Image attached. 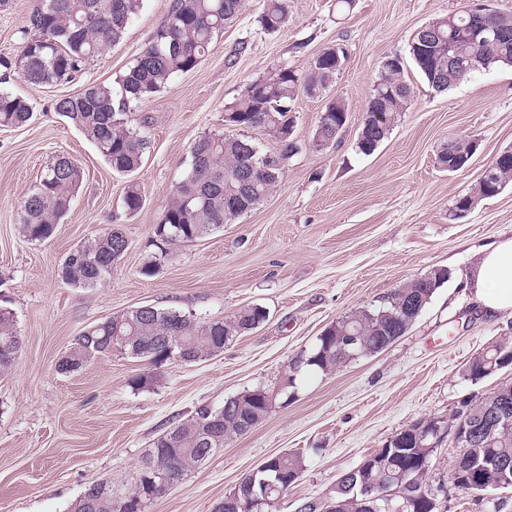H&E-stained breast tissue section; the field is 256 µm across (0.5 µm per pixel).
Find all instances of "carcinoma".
Wrapping results in <instances>:
<instances>
[{
  "label": "carcinoma",
  "instance_id": "carcinoma-1",
  "mask_svg": "<svg viewBox=\"0 0 512 512\" xmlns=\"http://www.w3.org/2000/svg\"><path fill=\"white\" fill-rule=\"evenodd\" d=\"M259 16L261 29L276 32L288 21V0H263ZM142 0H41L28 16V26L17 59L5 63L19 77L35 87L53 86L68 81L91 59L118 43L138 15ZM244 0H172L168 14L134 63L120 76L119 89L109 85L88 84L74 96L55 100L53 110L93 141L102 156L117 173H132L142 162L151 145L145 131L147 122L132 124V114L139 104L160 92L179 73H186L209 52L214 35L243 10ZM441 26L443 35L457 41V56L468 63L471 57L481 61L463 72L448 68V60L432 50L421 48V39L413 36L409 55L421 76L434 88L445 91L468 79L477 71L498 66H512V13L493 11L487 17L490 25L503 30V36L493 43L472 46L462 38L469 23L465 10L446 16ZM343 63L336 60V47H327L299 72L284 68L271 76L247 84L242 96L227 108L232 126L258 128L266 122L280 126L284 139L277 140L278 150L288 158L293 141V123L288 117L290 103L300 94L309 97L323 95ZM401 57H389L368 101L366 113L371 126L361 131L357 146L370 153L387 138L399 112L411 99V88L403 80ZM326 116L320 117L313 144L319 148L336 138V127L346 124V104H327ZM31 105L23 98L0 88V126L21 127L32 117ZM191 167L186 178L177 184L154 230L153 245L157 255L142 268V274L154 275L168 246L193 242L231 223L263 201L283 176L281 169H267L256 145L245 138L214 134L196 141L191 150ZM82 178L80 166L67 156L55 158L43 173L39 183L21 204L20 232L31 242L52 237L55 226L69 212L73 194ZM512 181V156L498 162L495 177L479 180L470 192L456 199L454 210L497 196ZM140 189L130 184L122 199L127 217L143 206ZM128 249V240L119 225L71 250L61 263L62 280L78 288H94L106 280L112 268ZM440 279L425 283L414 278L388 294L382 305L362 308L328 326L310 353L299 354L291 364V375L284 388L295 385L304 371L325 374L350 362L339 352L338 339L348 325L358 327V345L354 352L364 356L378 353L388 336H402L415 322L414 310L424 307L434 295ZM0 304V372L9 370L15 361L20 340L15 328V316ZM266 320L261 306L247 308L222 321L191 319L175 311L155 307L136 308L112 316L86 329L73 346L58 361L62 373L80 370L97 355L119 350L149 361L154 369L177 362L186 352L198 362L224 349V344L258 327ZM512 359V342H501L474 356L465 368V377L478 381L499 359ZM232 408L224 410L223 423L215 436L205 435L206 421L216 409L202 406L194 414L173 427L174 436L161 435L136 478L130 493L113 490L112 484H96L92 492L94 508L87 509L83 499L72 506V512H147L149 483L153 471L149 464L173 460L177 476L206 460L224 447V440L243 434L246 422L260 423L271 407L258 390H246L230 398ZM471 425V439L454 447L448 475L456 478L455 488L488 494L512 487V395L502 400L495 393L471 400L466 404ZM401 454L394 458L389 473L367 468L351 484H341L335 490L332 504L308 501L299 512H371L357 509L353 499L361 500L360 484L372 488L378 495L390 485H397L398 494L392 507L400 512H438L431 507L434 492L428 480L429 465L421 462L423 449L417 447L410 432L402 433ZM304 470L303 457L297 453H280L269 458V469L262 478L270 481L268 495L262 494L255 483V497L243 484L224 496V512H268L281 494L288 489L284 477Z\"/></svg>",
  "mask_w": 512,
  "mask_h": 512
}]
</instances>
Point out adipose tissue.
<instances>
[{"mask_svg":"<svg viewBox=\"0 0 512 512\" xmlns=\"http://www.w3.org/2000/svg\"><path fill=\"white\" fill-rule=\"evenodd\" d=\"M469 286L487 314L512 311V238L478 253Z\"/></svg>","mask_w":512,"mask_h":512,"instance_id":"ef3b65f1","label":"adipose tissue"}]
</instances>
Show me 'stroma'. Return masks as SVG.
<instances>
[{
  "label": "stroma",
  "instance_id": "35a3bbf8",
  "mask_svg": "<svg viewBox=\"0 0 512 512\" xmlns=\"http://www.w3.org/2000/svg\"><path fill=\"white\" fill-rule=\"evenodd\" d=\"M39 3L9 0L0 8V62L15 59ZM170 4L143 0L121 41L74 80L34 87L15 77L9 85L34 116L20 128L0 127V296L20 337L11 370L0 373V512H69L99 482L130 489L162 433L198 406L220 408L258 387L273 398L266 418L191 467L149 512H212L253 469L286 451L301 453L305 468L270 512H298L306 501L331 497L342 474L415 421L451 419L463 401L512 381V369L477 383L463 376L472 357L512 340V313L486 315L467 285L477 251L512 237V182L469 213H452L495 157L512 149V68L480 71L440 92L407 60L414 33L465 0H351L344 7L289 0L288 22L273 33L258 23L262 0H245L200 64L139 106L152 145L126 176L53 103L92 82L116 84ZM334 45L346 49L347 60L325 97L294 100L300 150L279 185L224 228L172 246L158 273L143 275L155 252L153 228L190 169L192 144L226 132L224 113L248 83L285 67L306 69ZM394 55L407 60L412 99L388 137L365 154L357 141L366 106L383 62ZM334 99L346 103L348 121L334 145L314 149L319 117ZM468 138L478 147L466 166L442 169L441 148ZM62 154L83 170L71 209L50 239L25 240L20 205ZM131 182L144 205L126 218L122 198ZM116 216L129 248L106 282L65 284L58 275L64 256ZM433 268L448 269L447 282L389 349L330 374L298 376L284 389L292 360L311 351L326 327L381 305ZM145 305L205 320L259 305L267 318L216 356L161 368L142 389L130 381L150 365L124 353L96 356L71 374L57 371L84 330ZM440 501L441 512H512V489L480 496L452 488Z\"/></svg>",
  "mask_w": 512,
  "mask_h": 512
}]
</instances>
